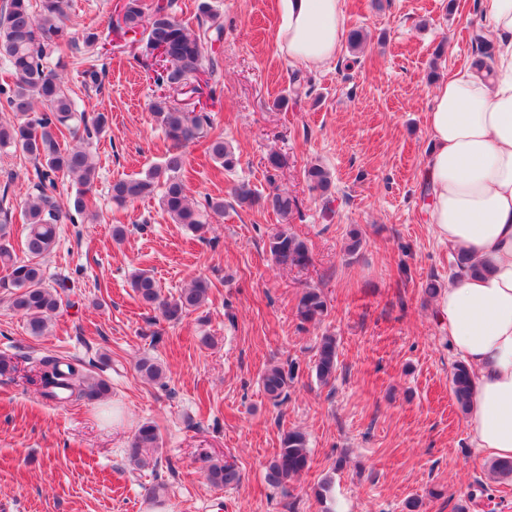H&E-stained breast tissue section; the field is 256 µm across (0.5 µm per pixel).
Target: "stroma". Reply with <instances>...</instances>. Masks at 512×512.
<instances>
[{
  "label": "stroma",
  "mask_w": 512,
  "mask_h": 512,
  "mask_svg": "<svg viewBox=\"0 0 512 512\" xmlns=\"http://www.w3.org/2000/svg\"><path fill=\"white\" fill-rule=\"evenodd\" d=\"M122 3L67 0L74 45L46 61L78 107L104 113L108 126L96 144V217L62 224L42 265L62 298L49 331L31 335L0 296V355L17 366L0 376V512H406L410 499L420 512H512V481L490 473L451 394L458 358L424 292L455 276L425 202V119L434 84L478 56L480 0H344L346 29L367 39L357 51L341 44L317 68L280 50L277 0H210L224 25L223 89L211 93L201 79L185 99L211 116L239 164L228 172L203 144L184 149L191 194L224 199L203 239L173 223L158 198L122 209L110 199L113 180L146 172L167 148L149 110L158 89L141 41L119 28ZM90 33L107 64L97 86L81 76ZM273 152L281 167H270ZM312 163L332 174L331 205L303 176ZM33 176L25 154L0 150V196L13 208ZM242 182L262 195L288 193L296 206L284 218L238 205L231 189ZM354 228L363 246L350 256ZM282 231L307 243L308 267L274 262L269 241ZM140 269L167 297L205 277L209 299L167 322L132 290ZM307 287L328 303L316 324L296 315ZM324 335L338 354L327 386L314 372ZM45 355L79 361L111 393L43 398L30 378ZM143 357L161 364V380L139 374ZM272 365L295 368L279 403L261 384ZM147 421L160 433L158 465L138 471L126 449ZM293 428L307 434L311 466L284 491L268 484L265 466ZM210 457L236 464L239 488L207 481ZM328 475L323 501L315 488ZM153 484L163 491L150 501L144 489Z\"/></svg>",
  "instance_id": "obj_1"
}]
</instances>
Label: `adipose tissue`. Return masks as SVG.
<instances>
[{"instance_id":"adipose-tissue-1","label":"adipose tissue","mask_w":512,"mask_h":512,"mask_svg":"<svg viewBox=\"0 0 512 512\" xmlns=\"http://www.w3.org/2000/svg\"><path fill=\"white\" fill-rule=\"evenodd\" d=\"M280 48L296 64L334 59L343 0H279ZM490 69L467 66L440 79L426 116L423 174L441 242L464 252L474 272L436 298L448 345L470 369L468 423L480 454L512 459V0H482Z\"/></svg>"}]
</instances>
